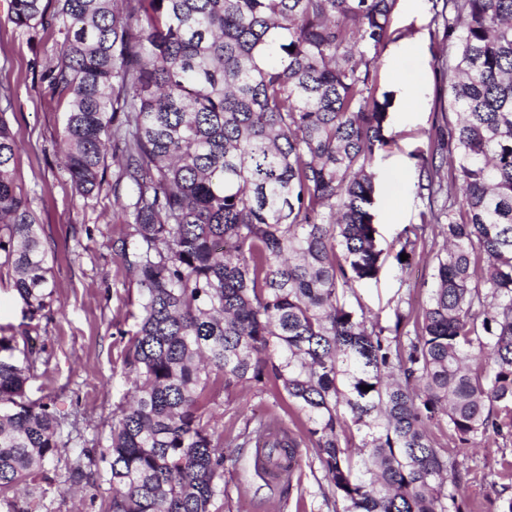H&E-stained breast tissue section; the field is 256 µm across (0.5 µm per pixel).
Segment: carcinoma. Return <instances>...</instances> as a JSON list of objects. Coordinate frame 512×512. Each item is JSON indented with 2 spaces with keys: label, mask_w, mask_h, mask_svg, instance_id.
<instances>
[{
  "label": "carcinoma",
  "mask_w": 512,
  "mask_h": 512,
  "mask_svg": "<svg viewBox=\"0 0 512 512\" xmlns=\"http://www.w3.org/2000/svg\"><path fill=\"white\" fill-rule=\"evenodd\" d=\"M396 2L58 0L65 166L83 199L127 191L121 252L141 287L132 401L107 451L82 449L64 474L103 491L106 512H217L226 456L211 405L245 384L273 383L309 427L247 419L237 447L291 474L311 444L344 512H463L447 490L463 477L430 426L460 446L512 440V0H446L439 14L457 119L416 158L419 190L448 204L389 256L374 156L392 96L373 82ZM10 13L45 21L41 0ZM18 149L1 112L0 252L33 318L51 301L50 242L14 183ZM430 224L443 245L426 306H396L387 327L346 306L388 258L407 274ZM14 350L0 337V492L11 512H40L34 478L70 439L54 400L27 398L33 362ZM367 417L356 478L347 431ZM498 477L499 512H512V462Z\"/></svg>",
  "instance_id": "1"
}]
</instances>
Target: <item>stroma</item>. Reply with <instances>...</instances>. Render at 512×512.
<instances>
[{
	"label": "stroma",
	"mask_w": 512,
	"mask_h": 512,
	"mask_svg": "<svg viewBox=\"0 0 512 512\" xmlns=\"http://www.w3.org/2000/svg\"><path fill=\"white\" fill-rule=\"evenodd\" d=\"M9 0H0V109L21 143L14 177L51 243L53 295L49 308L29 317L13 288L12 272L0 261V335L16 346L31 342L36 361L27 384L30 399L52 396L73 441L65 458L48 462L45 478L36 479L49 512H102V501L89 489L60 483L66 458L84 448L105 450L112 415L132 390L125 360L135 326L140 285L120 252L124 226L115 216L111 193L85 200L71 190L61 159V132L66 100L49 82L47 72L58 62L64 35L54 18L56 0H43L47 23L20 28L9 19ZM435 0H397L392 27L396 38L381 54L375 75L376 94L391 93L387 146L375 153L378 173L375 219L377 242L395 253L403 228L420 221L429 200L417 189L416 154L428 153L430 137L448 107L446 64L453 48L434 20ZM417 100L406 104L409 89ZM441 237L426 232L408 276L385 265L377 282L360 289L367 316L387 323L397 303L419 306L433 281L434 255ZM280 416L289 428L305 429L303 415L284 397L247 389L218 401L213 424L232 439L249 416ZM443 447L454 449L458 469L466 477L474 512H497L503 461H512V442L489 436L478 446H456L446 426L432 430ZM224 480L228 497L223 512H343L344 503L328 489L314 448L300 451L296 470L301 491L281 500L276 480L255 466L253 447L228 448Z\"/></svg>",
	"instance_id": "35a3bbf8"
}]
</instances>
